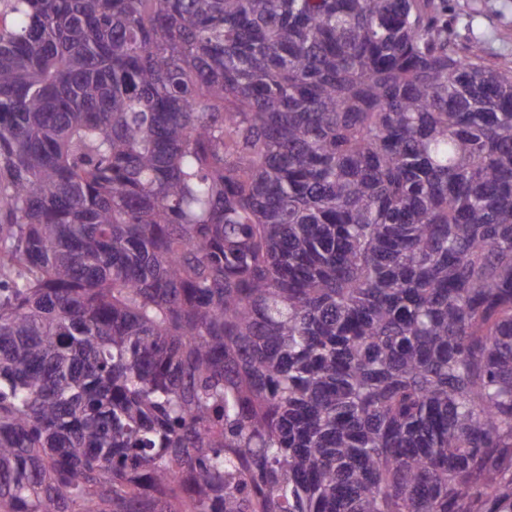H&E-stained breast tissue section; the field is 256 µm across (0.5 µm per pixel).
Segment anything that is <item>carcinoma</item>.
I'll use <instances>...</instances> for the list:
<instances>
[{"label":"carcinoma","mask_w":512,"mask_h":512,"mask_svg":"<svg viewBox=\"0 0 512 512\" xmlns=\"http://www.w3.org/2000/svg\"><path fill=\"white\" fill-rule=\"evenodd\" d=\"M449 0H10L0 512H512V67Z\"/></svg>","instance_id":"1"}]
</instances>
